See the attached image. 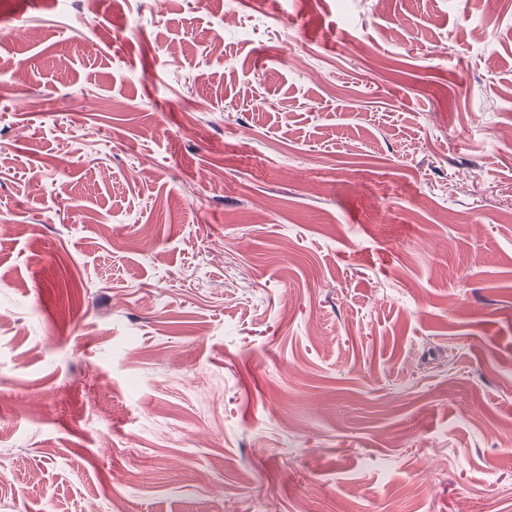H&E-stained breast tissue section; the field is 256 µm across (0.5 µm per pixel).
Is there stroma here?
I'll return each instance as SVG.
<instances>
[{"mask_svg": "<svg viewBox=\"0 0 512 512\" xmlns=\"http://www.w3.org/2000/svg\"><path fill=\"white\" fill-rule=\"evenodd\" d=\"M506 123L512 0H0V512H512Z\"/></svg>", "mask_w": 512, "mask_h": 512, "instance_id": "1", "label": "stroma"}]
</instances>
